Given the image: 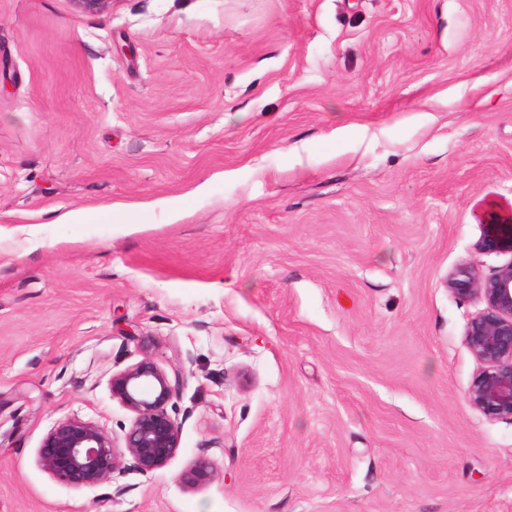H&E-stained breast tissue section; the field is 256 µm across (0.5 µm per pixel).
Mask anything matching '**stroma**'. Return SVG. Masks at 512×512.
I'll use <instances>...</instances> for the list:
<instances>
[{
  "label": "stroma",
  "mask_w": 512,
  "mask_h": 512,
  "mask_svg": "<svg viewBox=\"0 0 512 512\" xmlns=\"http://www.w3.org/2000/svg\"><path fill=\"white\" fill-rule=\"evenodd\" d=\"M492 202L512 0H0V512H512L446 286L512 262ZM146 357L177 454L54 480L45 433L121 439ZM476 217L483 225V235L477 243V248L489 253L503 251L512 253L511 211L503 213L488 208L478 213Z\"/></svg>",
  "instance_id": "1"
}]
</instances>
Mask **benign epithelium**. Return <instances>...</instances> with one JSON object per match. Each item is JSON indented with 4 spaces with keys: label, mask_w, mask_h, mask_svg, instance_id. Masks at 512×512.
Masks as SVG:
<instances>
[{
    "label": "benign epithelium",
    "mask_w": 512,
    "mask_h": 512,
    "mask_svg": "<svg viewBox=\"0 0 512 512\" xmlns=\"http://www.w3.org/2000/svg\"><path fill=\"white\" fill-rule=\"evenodd\" d=\"M483 235L477 248L512 253V213L488 208L477 214ZM448 289L460 298L476 297L484 308L471 317L464 341L480 362L468 390L471 405L489 418L512 419V262L489 275L475 269L448 274ZM112 397L132 413L123 445L92 421L60 420L37 448L39 466L54 480L74 489L94 488L125 471L151 473L165 467L181 443L179 424L168 412L175 388L169 375L144 358L111 379ZM212 477L209 463L195 464L183 479L196 485Z\"/></svg>",
    "instance_id": "1"
}]
</instances>
